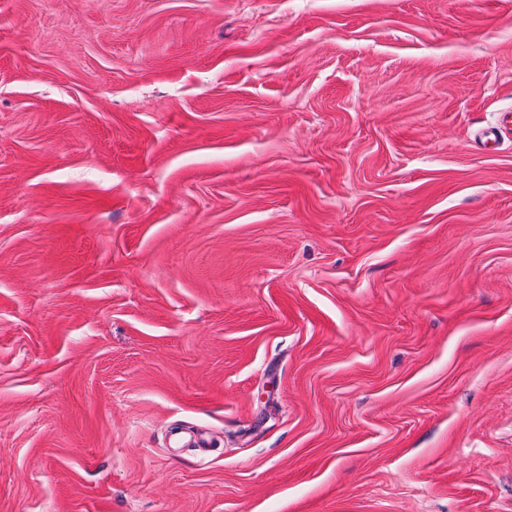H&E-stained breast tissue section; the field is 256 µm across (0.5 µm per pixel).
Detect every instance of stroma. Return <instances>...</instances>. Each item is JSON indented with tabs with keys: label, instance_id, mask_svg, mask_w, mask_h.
<instances>
[{
	"label": "stroma",
	"instance_id": "1",
	"mask_svg": "<svg viewBox=\"0 0 512 512\" xmlns=\"http://www.w3.org/2000/svg\"><path fill=\"white\" fill-rule=\"evenodd\" d=\"M505 112L512 0H0V512H512Z\"/></svg>",
	"mask_w": 512,
	"mask_h": 512
}]
</instances>
